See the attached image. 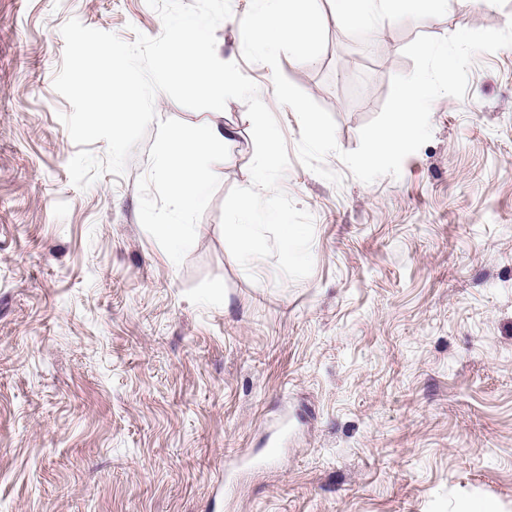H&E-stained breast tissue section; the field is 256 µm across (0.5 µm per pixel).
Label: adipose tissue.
<instances>
[{
    "mask_svg": "<svg viewBox=\"0 0 512 512\" xmlns=\"http://www.w3.org/2000/svg\"><path fill=\"white\" fill-rule=\"evenodd\" d=\"M425 0H333L336 18L366 28H375L421 8ZM237 134L232 126L217 127L203 135L170 130L166 136L169 197L184 211L200 205L224 155L218 145L231 142Z\"/></svg>",
    "mask_w": 512,
    "mask_h": 512,
    "instance_id": "adipose-tissue-1",
    "label": "adipose tissue"
}]
</instances>
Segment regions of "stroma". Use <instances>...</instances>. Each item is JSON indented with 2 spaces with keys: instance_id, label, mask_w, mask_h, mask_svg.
<instances>
[{
  "instance_id": "35a3bbf8",
  "label": "stroma",
  "mask_w": 512,
  "mask_h": 512,
  "mask_svg": "<svg viewBox=\"0 0 512 512\" xmlns=\"http://www.w3.org/2000/svg\"><path fill=\"white\" fill-rule=\"evenodd\" d=\"M281 56L335 120L340 151L414 67L418 35L501 29L512 0H427L346 61ZM220 59L252 79L283 133L281 189L314 218L311 274L243 268L223 201L254 155L247 106L159 120L233 125L197 239L174 264L139 219L158 126L123 175L75 187L53 87L69 19L134 41L146 0H0V512H512V47L477 54L464 99H436L432 138L400 177L333 184L301 164L300 125L267 65L244 61L231 0Z\"/></svg>"
}]
</instances>
